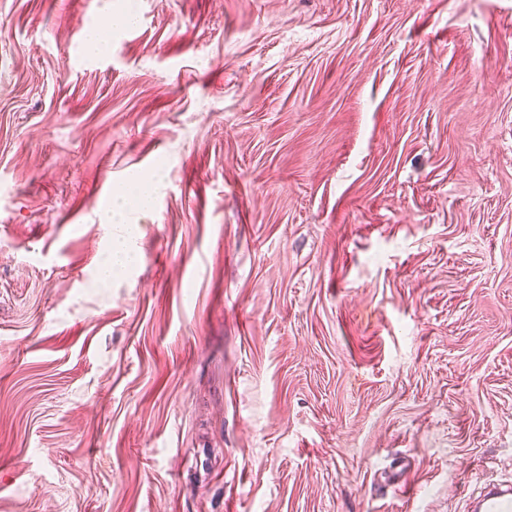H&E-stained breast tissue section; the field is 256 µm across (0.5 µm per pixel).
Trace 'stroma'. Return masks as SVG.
<instances>
[{"mask_svg":"<svg viewBox=\"0 0 512 512\" xmlns=\"http://www.w3.org/2000/svg\"><path fill=\"white\" fill-rule=\"evenodd\" d=\"M486 478L512 0H0V512H468ZM134 21V18L128 16L125 13L115 12L112 13L106 23L104 29L95 28L90 31L86 37V49L92 54H98L101 52L103 44L105 43L104 33L117 31L118 29L130 26ZM136 262V257L122 245L113 244L108 260L100 267L99 277L109 281L118 270H124Z\"/></svg>","mask_w":512,"mask_h":512,"instance_id":"35a3bbf8","label":"stroma"}]
</instances>
